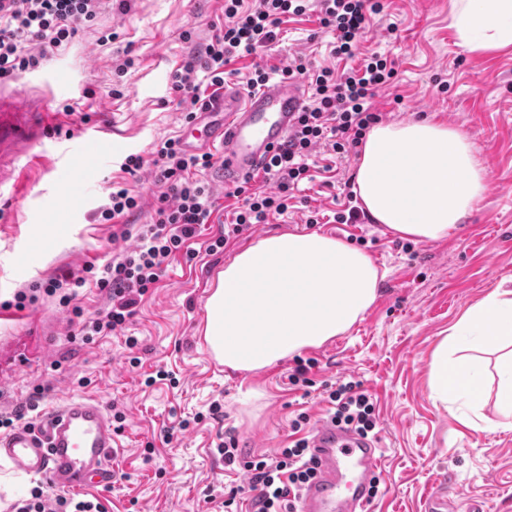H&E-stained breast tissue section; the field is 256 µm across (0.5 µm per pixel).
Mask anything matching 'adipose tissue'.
Segmentation results:
<instances>
[{
	"mask_svg": "<svg viewBox=\"0 0 512 512\" xmlns=\"http://www.w3.org/2000/svg\"><path fill=\"white\" fill-rule=\"evenodd\" d=\"M449 26L468 52L512 47V0H452ZM487 177L464 133L421 120L372 127L355 182L374 223L439 241L483 200ZM379 279L363 251L331 236H266L218 273L204 341L226 368L264 369L347 332L376 301ZM491 369L497 409L512 418V290L493 291L450 329L430 362L432 396L478 406Z\"/></svg>",
	"mask_w": 512,
	"mask_h": 512,
	"instance_id": "ef3b65f1",
	"label": "adipose tissue"
}]
</instances>
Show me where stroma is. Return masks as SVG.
Wrapping results in <instances>:
<instances>
[{
	"instance_id": "stroma-1",
	"label": "stroma",
	"mask_w": 512,
	"mask_h": 512,
	"mask_svg": "<svg viewBox=\"0 0 512 512\" xmlns=\"http://www.w3.org/2000/svg\"><path fill=\"white\" fill-rule=\"evenodd\" d=\"M381 2L360 50L394 60L397 76L374 97V111L386 124L426 118L457 128L490 166L485 197L461 229L406 250L399 236L368 219L356 226L310 225L311 212L330 216L340 209L341 185L359 162L321 146L317 155L329 171L301 184L284 214L214 253L208 247L223 234L238 200L211 189L210 223L170 260L122 330L83 342L70 308L54 296L0 316V415L19 410L39 388L42 413L66 397L86 396L124 414L112 487L98 495L105 512H224V492L233 487L241 512H251L249 478L225 467L216 451L219 437L234 438L245 456H274L288 446L295 415L308 412L315 424L325 419L324 385L350 375L374 401L382 439L379 493L370 512H423L441 482L452 490L449 512H466L473 500L484 501L487 512H512V428L498 424L496 381L487 383L479 430L469 406L443 405L429 386L430 361L449 328L491 291L512 289V47L476 55L458 46L448 26L450 0ZM225 22L224 0H107L97 19L39 69L9 77L17 93H33L62 119L36 162L0 161L8 173L24 167L27 180L21 198L0 197V303L132 249V242L113 238L100 212L120 184L140 198L134 223H149L162 192L151 159L184 126L171 74ZM329 42L315 12L286 18L269 47L231 59L224 81L245 88L258 68L282 77L299 53L313 65L335 66ZM91 126L108 130L111 153L99 154L88 170L61 168L63 147L76 145ZM131 155L145 161L133 175L124 168ZM61 181L71 205L56 198ZM36 224L52 230L45 246L32 235ZM310 231L343 241L364 236L361 249L382 274L362 320L301 352L299 358L316 361L312 387L288 381L299 358L253 372L213 360L203 328L219 271L265 236ZM129 336L137 338L136 347H127ZM160 369L170 380H155ZM182 420L188 423L183 431L177 428Z\"/></svg>"
}]
</instances>
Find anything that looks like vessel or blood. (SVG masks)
<instances>
[{"instance_id":"vessel-or-blood-1","label":"vessel or blood","mask_w":512,"mask_h":512,"mask_svg":"<svg viewBox=\"0 0 512 512\" xmlns=\"http://www.w3.org/2000/svg\"><path fill=\"white\" fill-rule=\"evenodd\" d=\"M305 101V86L297 78H275L246 95L228 85L196 113L182 141L188 150L215 154L214 185L234 186L287 140ZM51 124V112L0 86V155L18 144L26 150L40 146ZM111 146L109 139L86 135L78 148L62 151L61 166L81 165L90 152ZM117 446L107 407L85 397L66 398L35 423L0 434V458L16 470L77 491L111 488ZM311 449L316 477L301 493L300 512H366L381 460L378 437H363L325 420L313 433Z\"/></svg>"}]
</instances>
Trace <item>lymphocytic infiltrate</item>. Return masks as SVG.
Masks as SVG:
<instances>
[{"mask_svg": "<svg viewBox=\"0 0 512 512\" xmlns=\"http://www.w3.org/2000/svg\"><path fill=\"white\" fill-rule=\"evenodd\" d=\"M104 0H0V78L41 66L49 53L68 43L80 24L94 21ZM314 11L322 29L332 37V52L340 59L355 56L359 36L373 15L382 10L380 0H259L254 9L243 0H224V14L229 23L221 34L206 44L201 57L190 59L172 74V86L178 93L177 106L185 121H192L205 99L196 83V70H204L209 84L224 86V67L231 56L254 54L267 48L280 31L284 19ZM289 73L306 78L310 90L298 123L285 143L279 146L262 171L276 184L275 190L237 185L234 194L242 203L233 219L224 227L213 249L226 246L229 238L244 230L267 223L274 214H283L295 190L305 181H313L311 159L317 147L327 145L339 156L358 155L367 132L381 122L372 100L396 73L393 63L374 53L358 67L335 71L313 67L305 57H294ZM156 183L164 190L150 223L129 224L128 214L139 207V198L130 189L116 186L109 203L101 211L104 221L118 228L121 239H134L135 247L113 257L98 277L66 274L49 279L42 290L58 296L71 306L85 340L108 336L122 328L135 313L138 301L163 276L169 257L179 251L198 226L208 223L213 202L201 174L212 167L209 153L189 154L173 139L164 142L152 161ZM95 282L108 290V306L94 316H85L77 306L78 288ZM328 415L337 424L354 429L360 435H373L377 427L375 406L361 381L342 380L329 390ZM310 421L299 413L291 422L295 438L275 457L241 460L235 441L218 444L226 465L241 464L258 494L254 512H297L301 489L314 476L309 437L305 430Z\"/></svg>", "mask_w": 512, "mask_h": 512, "instance_id": "obj_1", "label": "lymphocytic infiltrate"}]
</instances>
